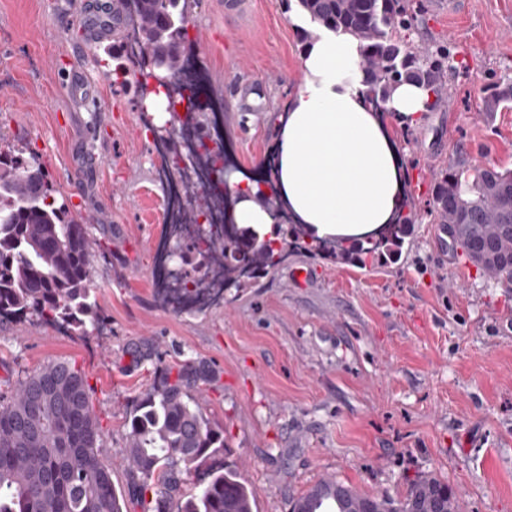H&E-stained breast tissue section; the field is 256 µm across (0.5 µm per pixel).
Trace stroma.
<instances>
[{
	"label": "stroma",
	"mask_w": 512,
	"mask_h": 512,
	"mask_svg": "<svg viewBox=\"0 0 512 512\" xmlns=\"http://www.w3.org/2000/svg\"><path fill=\"white\" fill-rule=\"evenodd\" d=\"M96 0H0V148L36 155L97 245L93 286L107 330L78 334L30 322L0 336V393L52 360L84 372L104 462L127 491L126 416L157 365L190 360L189 389L224 432V459L256 495L255 512L324 478L403 498L428 473L461 512H512V285L490 283L449 248L433 220L432 184L457 157L512 167V110L485 119L487 90L512 76V0H414L422 31L448 44V102L413 123L389 117L417 218L389 267L337 264L294 251L224 302L179 312L156 297L166 237L161 156L132 86L113 83V35L87 25ZM189 36L208 92L224 104V139L240 171L272 161L277 116L296 91L303 49L283 0H254V19H224L196 0ZM94 86L68 82L75 47ZM266 86L258 115L231 92Z\"/></svg>",
	"instance_id": "obj_1"
}]
</instances>
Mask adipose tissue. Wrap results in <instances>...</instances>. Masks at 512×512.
<instances>
[{
	"label": "adipose tissue",
	"mask_w": 512,
	"mask_h": 512,
	"mask_svg": "<svg viewBox=\"0 0 512 512\" xmlns=\"http://www.w3.org/2000/svg\"><path fill=\"white\" fill-rule=\"evenodd\" d=\"M292 22L312 33L301 56L302 79L280 115L272 175L258 184L231 176L236 224L271 230L275 218L264 200L318 240L369 235L394 223L408 180L386 119L416 122L427 110L425 88L405 83L383 111L364 95L358 41L324 28L303 13Z\"/></svg>",
	"instance_id": "adipose-tissue-1"
}]
</instances>
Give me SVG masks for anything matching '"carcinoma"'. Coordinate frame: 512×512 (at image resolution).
Here are the masks:
<instances>
[{
	"instance_id": "cac0c4a2",
	"label": "carcinoma",
	"mask_w": 512,
	"mask_h": 512,
	"mask_svg": "<svg viewBox=\"0 0 512 512\" xmlns=\"http://www.w3.org/2000/svg\"><path fill=\"white\" fill-rule=\"evenodd\" d=\"M113 28L134 37L136 54L112 53L113 74L140 92L164 70L168 91L169 140L165 168H177L175 135L202 124L195 88L181 81L185 62L195 53L189 37V0H120ZM312 21L353 35L361 48L366 98L384 106L402 82L430 92L428 108L448 98V46L415 44L418 24L412 0H296ZM138 66L131 72L129 64ZM512 109V79L487 94L481 112L491 120ZM58 190L33 157L0 150V326L38 321L88 333L103 327L90 257L96 246L81 216L57 203ZM435 219L494 283L512 282V264L495 254L512 246V168H472L464 160L440 170L432 187ZM415 221L410 202L398 222L376 238L307 240L300 224L280 219L273 234L234 225L208 249L224 253V286L245 288L303 250L340 264L397 263ZM194 362L177 374L162 366L154 384L127 416L126 470L139 495L152 493L146 512H253L254 492L238 470L224 462V432L211 425L187 386L203 379ZM99 422L90 388L75 365L55 360L26 376L15 391L0 395V512H126L112 469L102 461ZM197 476L199 491L181 494V476ZM325 500L337 512H412L417 506L460 512L457 493L431 474L417 476L404 498L371 497L332 478L319 481L291 502V512H317Z\"/></svg>"
}]
</instances>
